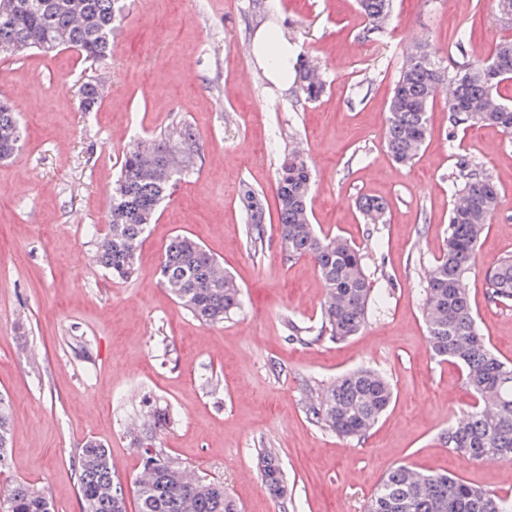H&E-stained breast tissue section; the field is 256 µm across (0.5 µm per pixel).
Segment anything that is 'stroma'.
I'll use <instances>...</instances> for the list:
<instances>
[{"instance_id":"35a3bbf8","label":"stroma","mask_w":512,"mask_h":512,"mask_svg":"<svg viewBox=\"0 0 512 512\" xmlns=\"http://www.w3.org/2000/svg\"><path fill=\"white\" fill-rule=\"evenodd\" d=\"M126 14L107 62L70 49L0 56V100L25 128L18 154L0 161V393L12 409L0 490L23 480L53 512H80L75 462L94 439L115 465L127 512H137L143 462L132 438L150 399L173 418L159 437L163 453L223 483L241 512H364L402 464L512 497V463L468 460L441 439L473 397L455 365L432 358L421 313L464 154L500 191L470 295L486 341L512 361V306L489 302L484 282L488 266L512 253V136L472 127L449 139L439 96L412 165L396 164L383 144L407 47H428L452 69L468 23L467 57L485 59L512 34L493 0H394L389 29L374 34L356 0H127ZM261 30L281 33L319 67L320 101L270 83L252 53ZM87 80L102 93L94 112L80 107ZM184 128L201 146L196 164L161 205L133 276L112 279L95 253L120 161L143 138ZM295 149L315 182L312 224L359 246L375 288L364 328L338 343L302 344L289 329L318 325L325 297L309 260H285L277 231V172ZM245 183L265 198L259 251L247 244ZM362 197L385 203L386 223L365 222ZM178 233L239 285L242 309L223 323L201 324L162 285L159 259ZM360 367L385 375L394 398L364 439H343L311 421L306 404ZM269 448L288 485L284 503L261 478Z\"/></svg>"}]
</instances>
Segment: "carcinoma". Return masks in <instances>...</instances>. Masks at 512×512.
I'll use <instances>...</instances> for the list:
<instances>
[{
	"label": "carcinoma",
	"mask_w": 512,
	"mask_h": 512,
	"mask_svg": "<svg viewBox=\"0 0 512 512\" xmlns=\"http://www.w3.org/2000/svg\"><path fill=\"white\" fill-rule=\"evenodd\" d=\"M367 30L380 32L391 19L392 0H359ZM125 17V0H0V54L17 56L36 49L52 53L78 52L84 60L102 62L112 46V33ZM468 26L459 29L456 50L464 56L448 72L427 48L408 54L395 80L384 132V145L398 164L412 163L429 134V109L440 84L448 82L450 138L458 128L493 126L512 134V101L500 89L512 83V39L497 42L482 61L465 58ZM315 69L300 67L297 91L314 102L325 89ZM82 109L92 112L101 100L97 84L80 87ZM174 144L167 135L144 139L123 156L121 174L112 188L108 229L99 243L96 261L112 277L129 278L141 244L160 204L184 172L174 169L171 152H199L189 130ZM23 130L17 113L0 102V158L19 152ZM462 185L448 217L442 255L426 276L423 319L431 356L456 364L474 395L471 409L448 425L444 443L477 461L493 456L512 462V362L499 359L481 336L471 304L468 278L475 269L482 238L499 208V188L484 170L461 155L457 161ZM312 173L305 155L291 151L278 171V232L288 259L306 257L324 283L321 324L317 330L293 327L298 340L316 342L327 336L343 341L357 335L368 319L374 291L360 249L340 237L320 235L310 222L308 198ZM240 202L246 215L250 244L262 242L267 224L261 195L245 185ZM358 207L370 224L385 222V204L362 198ZM220 262L186 234L175 235L159 261L161 283L175 301L198 321L224 322L242 307L241 289ZM488 299L512 303V254H505L485 271ZM393 388L381 373L357 368L338 376L321 396L309 402L311 421L346 439H361L386 412ZM169 419L157 410L134 436L144 449L148 478L135 482L138 512H239L224 486L187 476V472L157 448L158 435ZM11 415L0 395V472L9 465ZM81 512H126V494L108 451L96 440L85 442L78 455ZM262 480L277 499L288 498L281 464L270 450L261 462ZM0 512H51L46 495L26 481H16L0 497ZM365 512H512V499L481 490L458 476L416 472L395 467L368 499Z\"/></svg>",
	"instance_id": "carcinoma-1"
}]
</instances>
